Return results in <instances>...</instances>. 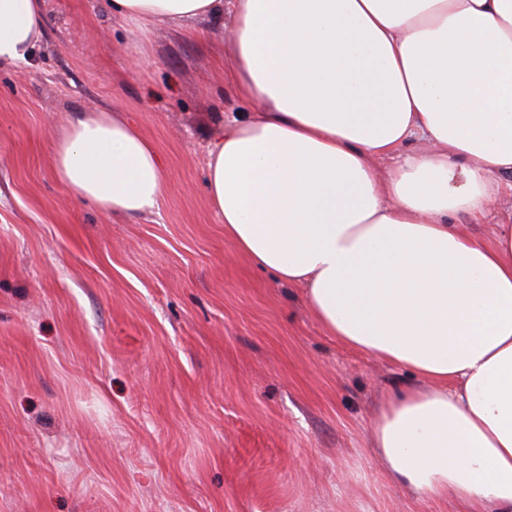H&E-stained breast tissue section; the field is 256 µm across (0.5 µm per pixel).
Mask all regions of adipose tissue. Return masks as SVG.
Returning a JSON list of instances; mask_svg holds the SVG:
<instances>
[{
    "instance_id": "adipose-tissue-1",
    "label": "adipose tissue",
    "mask_w": 512,
    "mask_h": 512,
    "mask_svg": "<svg viewBox=\"0 0 512 512\" xmlns=\"http://www.w3.org/2000/svg\"><path fill=\"white\" fill-rule=\"evenodd\" d=\"M148 27L232 20L206 193L252 265L303 289L327 335L426 380L374 423L387 477L466 512H512V224L480 223L512 178V0H109ZM44 0H0V65L27 62ZM399 154L388 171L374 158ZM50 163L83 202L164 197L155 146L77 110Z\"/></svg>"
}]
</instances>
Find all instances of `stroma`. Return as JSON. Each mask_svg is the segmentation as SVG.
<instances>
[{
	"label": "stroma",
	"instance_id": "35a3bbf8",
	"mask_svg": "<svg viewBox=\"0 0 512 512\" xmlns=\"http://www.w3.org/2000/svg\"><path fill=\"white\" fill-rule=\"evenodd\" d=\"M0 67V512H465L384 475L392 380L327 336L301 289L224 235L204 181L230 21L143 30L106 0H44ZM132 121L164 162L151 213L114 217L53 175L69 112Z\"/></svg>",
	"mask_w": 512,
	"mask_h": 512
}]
</instances>
